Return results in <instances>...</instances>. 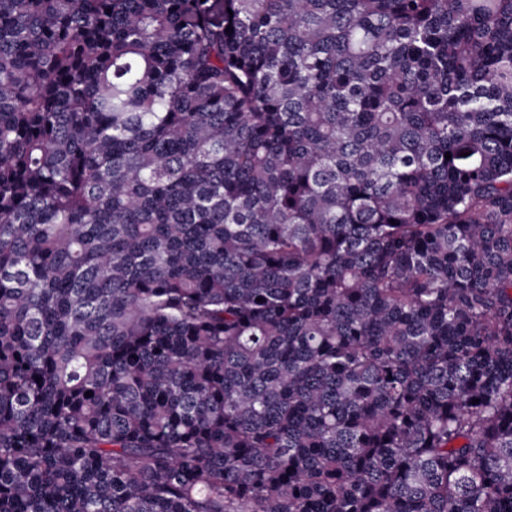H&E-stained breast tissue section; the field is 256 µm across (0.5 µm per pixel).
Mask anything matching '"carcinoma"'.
<instances>
[{"label":"carcinoma","instance_id":"cac0c4a2","mask_svg":"<svg viewBox=\"0 0 512 512\" xmlns=\"http://www.w3.org/2000/svg\"><path fill=\"white\" fill-rule=\"evenodd\" d=\"M0 512H512V0H0Z\"/></svg>","mask_w":512,"mask_h":512}]
</instances>
